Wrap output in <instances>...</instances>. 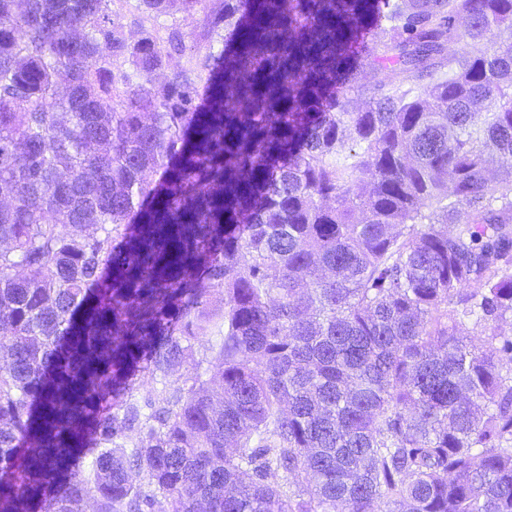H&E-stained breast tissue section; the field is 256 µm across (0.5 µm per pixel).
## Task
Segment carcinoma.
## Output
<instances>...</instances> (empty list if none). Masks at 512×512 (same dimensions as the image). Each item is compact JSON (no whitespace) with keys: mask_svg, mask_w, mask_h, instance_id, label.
Returning <instances> with one entry per match:
<instances>
[{"mask_svg":"<svg viewBox=\"0 0 512 512\" xmlns=\"http://www.w3.org/2000/svg\"><path fill=\"white\" fill-rule=\"evenodd\" d=\"M114 2L0 0V512H512V0H263L189 67L159 18L204 6L200 50L240 0H138L135 40ZM159 199L174 265L114 246ZM75 415L103 450L60 486ZM218 338L216 336L208 334L207 336H198L192 341V351L186 356L181 365L175 368L174 373L170 376L171 381H175L180 378L183 380L187 375L195 372L205 373L204 379H207L210 375L212 368V357L214 355L212 348L216 349ZM143 366L144 363H140L138 367H134L135 371H130L127 380L133 396L140 401L151 398L155 388V384Z\"/></svg>","mask_w":512,"mask_h":512,"instance_id":"obj_1","label":"carcinoma"}]
</instances>
